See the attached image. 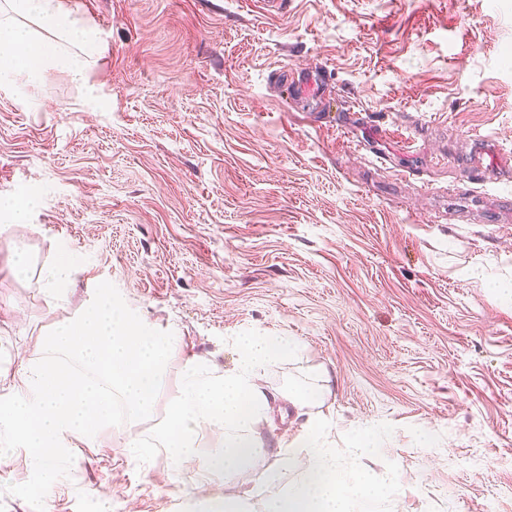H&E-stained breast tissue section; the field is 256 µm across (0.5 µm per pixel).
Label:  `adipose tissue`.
<instances>
[{
    "mask_svg": "<svg viewBox=\"0 0 512 512\" xmlns=\"http://www.w3.org/2000/svg\"><path fill=\"white\" fill-rule=\"evenodd\" d=\"M0 44L13 48L0 56L1 86L35 84L55 71L85 84L101 52L95 29L76 16L69 0H0ZM239 349L237 365L221 375L206 361L186 362L159 436L177 466L223 477L228 487L258 469L267 495L257 507L251 491L230 493L198 503L194 512H379L385 486L396 481L387 476L380 487L370 476L382 436L358 428L346 448L336 449L314 412L296 439L270 451L258 435L269 399L256 380L299 346L285 336L254 335L241 337ZM291 472L295 480L285 482Z\"/></svg>",
    "mask_w": 512,
    "mask_h": 512,
    "instance_id": "ef3b65f1",
    "label": "adipose tissue"
}]
</instances>
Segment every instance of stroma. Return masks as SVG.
<instances>
[{
	"label": "stroma",
	"mask_w": 512,
	"mask_h": 512,
	"mask_svg": "<svg viewBox=\"0 0 512 512\" xmlns=\"http://www.w3.org/2000/svg\"><path fill=\"white\" fill-rule=\"evenodd\" d=\"M70 2L103 48L86 85L0 88V196L36 201L25 227L0 221V396L104 281L175 351L153 418L76 442L50 512H93L100 494L112 512H190L223 494L157 433L185 362L233 368L250 333L300 345L258 379L265 440L300 431L280 393L318 373L337 448L383 432L370 468L396 475L388 512H512V209L486 223L500 185L458 197L468 137L512 131V0ZM302 69L335 88L312 113L285 85ZM353 112L385 128L391 167L341 131ZM63 248L75 284L45 287ZM31 474L25 449L0 463V512H33L5 491Z\"/></svg>",
	"instance_id": "35a3bbf8"
}]
</instances>
